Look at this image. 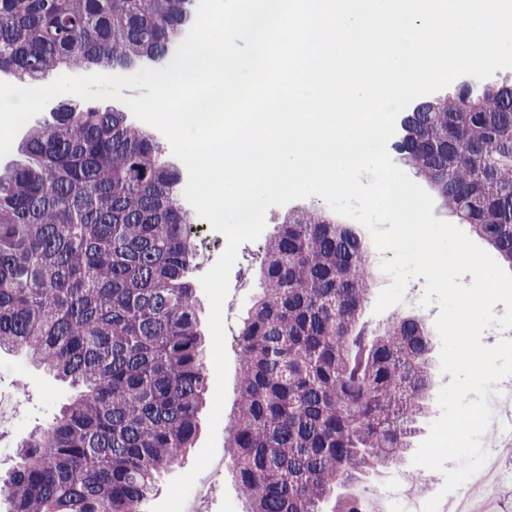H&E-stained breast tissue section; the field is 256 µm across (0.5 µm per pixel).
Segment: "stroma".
I'll return each instance as SVG.
<instances>
[{
	"label": "stroma",
	"instance_id": "stroma-1",
	"mask_svg": "<svg viewBox=\"0 0 512 512\" xmlns=\"http://www.w3.org/2000/svg\"><path fill=\"white\" fill-rule=\"evenodd\" d=\"M288 206H274L267 210L265 228L261 237L243 243L229 274V292L223 303L225 343L229 360L227 396L217 435L225 437L239 394L240 349L239 333L244 319L260 287V264L265 244L276 230ZM191 243L193 260L190 278L200 281L218 261L226 248L225 238L214 231L209 222L196 219L192 226ZM425 278L411 281L401 304L382 313L366 307L363 323L365 330H374L379 324L398 315H413L426 326L433 328L439 313L438 305L419 306ZM72 391L53 376L37 368L30 359L21 354L0 355V396L13 398L16 402L11 420L0 423V473L9 470L15 460L20 441L31 431L47 427L59 407L71 396ZM224 445H217L215 460L217 470H204L197 478L199 488L189 495L184 512H244L238 481L234 471L224 465Z\"/></svg>",
	"mask_w": 512,
	"mask_h": 512
}]
</instances>
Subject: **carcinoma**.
Wrapping results in <instances>:
<instances>
[{
  "label": "carcinoma",
  "instance_id": "obj_1",
  "mask_svg": "<svg viewBox=\"0 0 512 512\" xmlns=\"http://www.w3.org/2000/svg\"><path fill=\"white\" fill-rule=\"evenodd\" d=\"M194 0H0V73L166 66ZM392 148L512 266V83L427 98ZM30 162L0 173V351L78 392L0 478L10 512H142L193 447L206 393L193 217L180 171L124 112L58 101ZM347 224L292 210L265 248L239 335L228 462L245 512H323L336 489L403 459L432 383L414 317L358 328L373 283Z\"/></svg>",
  "mask_w": 512,
  "mask_h": 512
}]
</instances>
